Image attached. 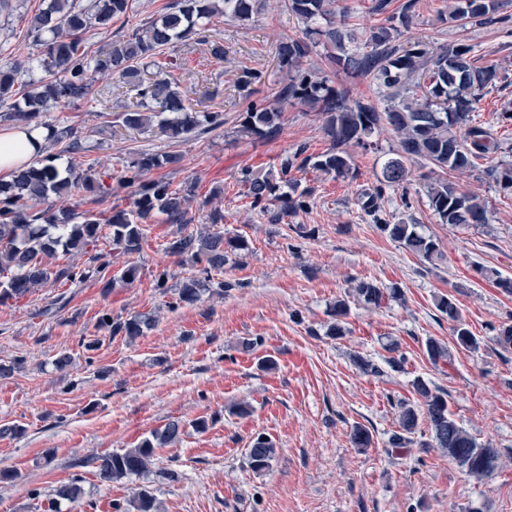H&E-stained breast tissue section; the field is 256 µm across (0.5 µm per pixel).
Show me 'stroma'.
<instances>
[{
    "label": "stroma",
    "instance_id": "35a3bbf8",
    "mask_svg": "<svg viewBox=\"0 0 512 512\" xmlns=\"http://www.w3.org/2000/svg\"><path fill=\"white\" fill-rule=\"evenodd\" d=\"M41 0H10L0 11V65L43 57L28 35V20ZM170 0H132L128 17L115 20L111 34L92 30L83 46L95 54L112 35L126 33L163 12ZM450 0H418L413 37L436 44L473 46L478 65L493 66L499 79L485 91L474 114L490 122L498 138L512 144V122H499L512 103V0H502L497 23L459 27L443 19ZM302 23L283 0H267L247 22L215 16L207 42L189 38L164 51L161 66L175 77L186 102L222 112L221 127L168 140L158 128L137 133L116 115L128 94L105 76L91 101L54 104L39 122L72 125L85 149L59 153L58 165L77 160L120 175L139 155L178 154L182 162L150 171L153 179L190 190L188 231L210 228L211 207L221 208V232L244 239L247 248L229 254L223 271L201 274L176 264L164 244L177 227L156 218L142 253L119 258L106 280L50 284L19 303L0 305V363L23 358V369L0 378V427L23 426L18 436L0 437V469L17 474L0 484V512H114L137 488L149 487L156 512H512V350L497 343L499 328L512 324V294L485 280L481 269L512 278V196L503 194L485 171L501 155L452 174L459 190L487 200L490 221L472 226L440 223L422 192L424 163L414 162L410 206L398 193L382 201L386 219L416 220L420 233L439 245L440 258L426 261L380 232L360 212L357 199L377 184L387 158L398 147L387 129L374 150L353 149L354 177L338 179L311 169L292 170L310 193L307 208L270 223L241 191L244 170L278 171L297 147L308 155L331 143L321 114L279 102L283 74L277 44L301 36ZM224 48L214 56L213 45ZM302 65L327 76L332 87L350 89L354 99L379 101L376 84L348 78L331 64L323 45H313ZM259 72L248 88L237 79ZM262 100L283 112L279 133L258 138L241 133L249 101ZM221 195L210 198L211 190ZM139 267L133 284L121 273ZM169 271L165 287L157 276ZM202 285L196 302L179 300L188 277ZM399 287L400 297L373 308L353 302L344 336L327 333L337 300L352 283ZM228 289H218V282ZM451 297L476 336L475 350L460 347L452 324L436 308ZM140 315L148 328L137 338L112 335L102 315ZM448 345L452 366L435 368L426 356L428 338ZM255 341L242 352L243 340ZM96 350H87L90 341ZM405 362L394 371L392 353ZM67 357L65 368L55 362ZM277 367L269 371L265 358ZM372 361L378 373L359 368ZM446 392L456 420L479 443L499 451L489 476H468L441 451L431 448L427 424L409 447L390 448L398 432L402 402L418 403L416 379ZM206 419L205 431L192 423ZM172 420L182 432L158 450L139 477L103 480L93 457L135 447ZM365 426L372 444L353 448L350 432ZM278 448L268 471L254 472L247 450L256 435ZM78 482L81 496L57 500L59 487Z\"/></svg>",
    "mask_w": 512,
    "mask_h": 512
}]
</instances>
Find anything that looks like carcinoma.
<instances>
[{
	"label": "carcinoma",
	"mask_w": 512,
	"mask_h": 512,
	"mask_svg": "<svg viewBox=\"0 0 512 512\" xmlns=\"http://www.w3.org/2000/svg\"><path fill=\"white\" fill-rule=\"evenodd\" d=\"M263 0H173L166 12L131 29L111 41L107 48L90 56L81 47L80 34L97 30L107 33L112 20L128 14L131 0H43L31 21L29 30L46 47L45 57L29 64L28 70L40 69L43 76L18 83L23 69L16 63L0 67V103L11 102L6 116L28 122L47 110L52 102L64 100L77 104L94 92L98 77L110 75L126 85L132 100L118 116L120 124L140 131L157 123L169 139L183 140L191 133H204L224 124L219 112L195 110L184 104L173 89L171 78L156 72L153 79L142 73L159 66L157 57L164 49L191 36L207 41V27L217 15L247 21L260 8ZM348 0H287L288 14L306 24L303 37L288 38L278 44V61L285 73L279 98L291 105L308 107L324 116V130L331 141L325 154L303 158L301 165L316 172L347 179L354 174L349 148L368 150L371 138L381 127L390 128L398 138V150L382 167L378 184L358 198L360 210L378 224L379 229L408 251L427 261L440 255L437 243L417 231L418 224H391L382 217L381 200L388 190L400 192L403 204L410 205V180L407 162L424 160L442 173L429 182L426 197L429 207L443 224L469 226L489 223L487 201L458 190L448 179L451 173L472 168L476 161L496 153H512V146L502 147L492 126L475 124L484 90L495 85L499 72L495 68L475 65L473 48L462 44L435 46L423 39L402 41L412 28L416 0H406L398 14L387 17V23L370 29L362 45H357L354 31L347 26L350 14ZM500 0H452L448 21L461 26L484 25L497 21ZM324 41L335 50L329 61L350 77L369 78L379 86L381 106L352 101L349 92L335 89L328 79L303 69L302 59L310 45ZM281 110L264 101L249 102L241 132L251 136H270L281 125ZM45 141L62 146L70 154L84 150L74 127H46ZM304 153L300 147L282 159L278 178L259 177L251 172L241 174L243 194L252 205L267 215L273 224L305 207L297 196L298 186L290 178L294 161ZM176 154L144 156L126 166L117 178L120 187H136L134 199L127 209L93 208L60 216L47 206L51 197L76 196L84 203L95 204L112 192L104 178L91 166L74 161L60 169L50 158L38 160L18 170L9 181L0 180V305L18 301L47 284L61 280L86 281L105 279L111 258L129 256L142 250L147 227L155 217H165L167 224L187 225L190 195L173 190L161 179H148L145 173L163 165L176 164ZM486 176L503 193H512V162L499 164L486 171ZM108 235H103V228ZM109 239L111 251L100 247ZM246 249L243 240L224 239L220 233L199 234L179 231L166 242V252L182 265L203 266V272L224 269L226 254ZM80 254L86 257L84 267L57 264L59 255ZM199 282L184 281L179 288L181 302H194L199 297ZM351 297L365 306L377 308L390 298L399 296L396 288H381L360 281L353 286ZM438 310L452 322L458 345L475 349L477 338L460 317L451 297L437 302ZM101 324L112 334L134 339L143 333L148 320L134 315L125 320H112L108 315ZM426 353L436 367L452 366L448 346L429 338ZM414 390L421 399L415 406L401 404L400 431L392 434L389 445L405 448L411 435L425 418L432 435L430 448L448 455L467 475L483 478L498 464V450L478 442L448 411L445 394L417 379ZM180 433V422L171 421L164 429L151 433L138 447L122 453H108L95 458L99 475L104 480H118L146 472L156 456V449L174 442ZM276 457L275 443L262 435L248 448V462L253 471L264 472ZM155 497L148 488L134 492L126 506L118 512H154Z\"/></svg>",
	"instance_id": "cac0c4a2"
}]
</instances>
